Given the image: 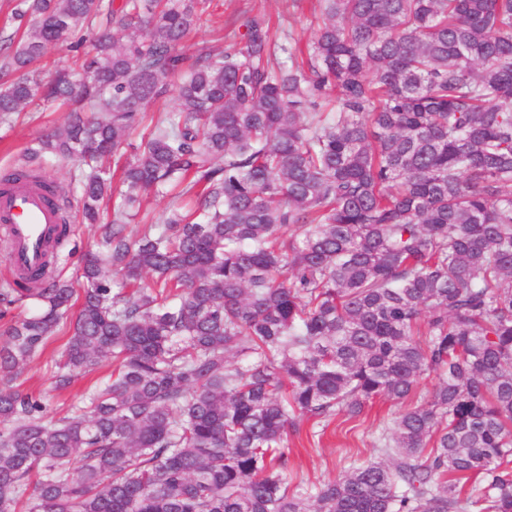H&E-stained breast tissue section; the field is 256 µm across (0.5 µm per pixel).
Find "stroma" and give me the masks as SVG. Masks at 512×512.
I'll use <instances>...</instances> for the list:
<instances>
[{
  "label": "stroma",
  "mask_w": 512,
  "mask_h": 512,
  "mask_svg": "<svg viewBox=\"0 0 512 512\" xmlns=\"http://www.w3.org/2000/svg\"><path fill=\"white\" fill-rule=\"evenodd\" d=\"M256 14L271 19L272 36L277 42L295 40L304 45L317 28L320 4L318 0H210L202 22L181 45L183 56L190 61L203 50L222 52L226 44L224 28L239 29L247 17ZM64 118V110L33 104L14 115L10 122L0 123V171L13 168L26 148ZM184 203V198L172 192L150 195L144 199L137 216L127 221L125 230L129 236H136L143 224L162 223L171 210ZM71 224L73 233L65 245L69 257L62 266L63 278L70 281L76 278L81 254L92 247L100 235L99 226L83 223L79 211H72ZM66 341L65 335H55L43 354L26 366L18 380L21 390L34 393L51 390V366ZM399 411V405L380 397L356 421L338 417L320 432L313 422L303 421L299 434L290 436L288 442L290 481L317 485L336 478L350 459L376 458L373 443L377 425L382 420L392 421Z\"/></svg>",
  "instance_id": "obj_1"
}]
</instances>
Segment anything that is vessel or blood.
Here are the masks:
<instances>
[{"label":"vessel or blood","instance_id":"1","mask_svg":"<svg viewBox=\"0 0 512 512\" xmlns=\"http://www.w3.org/2000/svg\"><path fill=\"white\" fill-rule=\"evenodd\" d=\"M63 210L35 183L22 179L0 186V234L9 243L13 268L19 272L42 268L47 261V245Z\"/></svg>","mask_w":512,"mask_h":512}]
</instances>
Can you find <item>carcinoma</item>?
I'll use <instances>...</instances> for the list:
<instances>
[{"label":"carcinoma","mask_w":512,"mask_h":512,"mask_svg":"<svg viewBox=\"0 0 512 512\" xmlns=\"http://www.w3.org/2000/svg\"><path fill=\"white\" fill-rule=\"evenodd\" d=\"M207 2L13 9L0 121L34 101L68 115L7 180L68 158L87 223L116 201L80 291L57 273L68 224L49 273L0 289L34 303L0 342V512H512V0H320L306 62L254 15L243 46L186 67ZM93 29L80 70L40 77ZM177 188L191 209L124 234ZM63 329L52 390L112 373L49 419L14 382ZM382 396L403 406L386 460L288 482L302 419Z\"/></svg>","instance_id":"cac0c4a2"}]
</instances>
